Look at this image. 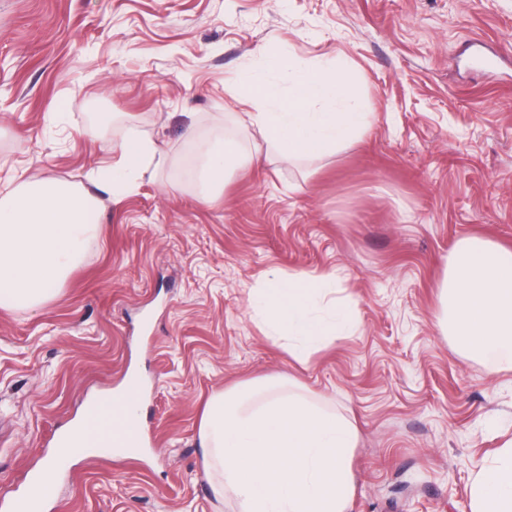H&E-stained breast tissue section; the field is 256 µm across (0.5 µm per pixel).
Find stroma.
I'll list each match as a JSON object with an SVG mask.
<instances>
[{"mask_svg": "<svg viewBox=\"0 0 512 512\" xmlns=\"http://www.w3.org/2000/svg\"><path fill=\"white\" fill-rule=\"evenodd\" d=\"M281 52L347 60L370 127L323 159L269 148L225 84ZM133 129L152 166L98 189ZM222 138L255 159L205 203L181 173ZM46 178L92 193L103 229L43 308H0V498L132 374L146 445L71 455L48 512H241L211 490L199 426L269 377L356 426L347 512H461L512 438V369L436 326L456 244L512 246V0H0V195ZM302 270L335 272L355 312L305 361L253 308Z\"/></svg>", "mask_w": 512, "mask_h": 512, "instance_id": "stroma-1", "label": "stroma"}]
</instances>
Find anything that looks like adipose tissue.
Wrapping results in <instances>:
<instances>
[{
  "instance_id": "adipose-tissue-1",
  "label": "adipose tissue",
  "mask_w": 512,
  "mask_h": 512,
  "mask_svg": "<svg viewBox=\"0 0 512 512\" xmlns=\"http://www.w3.org/2000/svg\"><path fill=\"white\" fill-rule=\"evenodd\" d=\"M157 153L152 140L131 134L120 158L101 174L113 193L134 187ZM244 160L237 140L214 146L201 174L219 187L228 167ZM100 226L87 191L44 179L0 196V308L46 305ZM332 273L275 274L258 291V315L270 336L286 340L297 358L350 330L353 310L332 300ZM441 296L442 330L473 357L512 368V248L482 238L460 241L448 255ZM463 512H512V439L478 464Z\"/></svg>"
}]
</instances>
